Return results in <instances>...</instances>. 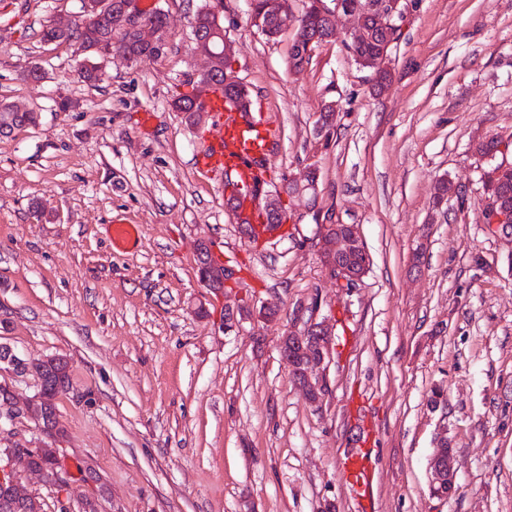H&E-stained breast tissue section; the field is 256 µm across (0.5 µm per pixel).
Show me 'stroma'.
Masks as SVG:
<instances>
[{
	"instance_id": "35a3bbf8",
	"label": "stroma",
	"mask_w": 512,
	"mask_h": 512,
	"mask_svg": "<svg viewBox=\"0 0 512 512\" xmlns=\"http://www.w3.org/2000/svg\"><path fill=\"white\" fill-rule=\"evenodd\" d=\"M150 3L170 16L166 55L107 63L90 86L73 45L38 36L80 0H0V100L40 115L0 135V344L30 363L64 357L70 376L64 437L22 416L0 446L87 462L96 476L79 489L98 512H355L338 457L361 417L375 438L374 512H512V235L486 229L479 206L431 204L441 178L477 191L474 142L512 141V0H417L379 95L342 42L293 72L292 32L267 40L249 0H224L234 70L279 139L265 193L318 176L289 198L287 236L256 241L223 180L197 170L201 131L172 107L198 68L202 0ZM30 61L41 82L21 79ZM330 101L325 147L316 129ZM328 212L361 229L371 265L357 288L320 262L314 217ZM116 218L138 227L123 251ZM201 240L239 270L223 293L198 280ZM257 300L278 315L246 313L225 332V304ZM310 306L333 324L319 407L276 349ZM442 431L456 459L449 499L430 489Z\"/></svg>"
}]
</instances>
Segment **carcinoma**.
Instances as JSON below:
<instances>
[{
  "instance_id": "obj_1",
  "label": "carcinoma",
  "mask_w": 512,
  "mask_h": 512,
  "mask_svg": "<svg viewBox=\"0 0 512 512\" xmlns=\"http://www.w3.org/2000/svg\"><path fill=\"white\" fill-rule=\"evenodd\" d=\"M343 8H349L357 13L362 27L366 31V38L356 44H349L346 49L352 55L356 64L377 74L383 81L391 78L388 69L381 67V62L386 53L390 52L388 45L400 38V32L391 28H382L377 25L372 10L367 8L370 0H340ZM292 21L295 25V35L301 38V43L314 36L330 38L335 35L336 29L330 19L322 15L314 4H306L303 13L295 17L291 8H286L281 15H272L266 21V37L275 40L283 32V25L286 21ZM212 24V15L207 6L202 5L196 9L192 16V27L209 33ZM108 23L87 22L82 29L73 34L74 41L83 46L84 53L81 54L77 64V72L81 81L94 85L101 81L99 54L100 45L104 44L107 34ZM124 51L131 55L150 56L154 59L161 57L167 49L166 44L157 46H143L136 37L132 36L123 45ZM236 60L234 55H224L222 60L221 75L215 80V84L224 86V98L233 100L237 106L248 109L253 101L248 91L237 90L232 86L224 85V73L232 71V64ZM39 115L36 112H8V105L0 103V135L9 134L15 129L34 125L38 122ZM321 129L317 138L324 144H329L334 136V112L325 109L321 114ZM502 141L492 137L481 140L472 145V152L481 159H488L491 164L482 168L479 177L481 185V196L491 199L512 210V162L504 163L500 160L502 152L500 146ZM454 199L458 209H468L472 205L471 196L467 188L462 184L454 183L448 179H441L437 183L436 191L432 199V206L440 208V205L448 200ZM266 223L281 226L284 219L288 218V208L280 200H272L266 205ZM324 265L336 263L346 268L351 273L362 276L366 274L370 266V257L365 249L358 248L348 255H342L333 259L321 260ZM312 347L308 344L301 346L296 343L287 344L286 352L288 365L293 367L291 373L293 378H298L297 371L301 370L304 357ZM33 369L35 374L43 381L39 389L40 396H32L26 401L31 414L40 417L45 426V434L51 438H59L65 435V430L60 426L57 414L58 388L67 387L70 384L67 361L59 356H49L30 366L28 364L16 363L14 370L24 372ZM61 457L54 448H36L15 454L13 465L20 478L27 474H39L48 477L59 467ZM0 512H43V504L40 499L27 491L26 487L0 485Z\"/></svg>"
}]
</instances>
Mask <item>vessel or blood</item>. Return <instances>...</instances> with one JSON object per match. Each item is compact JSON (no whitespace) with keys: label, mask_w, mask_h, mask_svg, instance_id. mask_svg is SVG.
Here are the masks:
<instances>
[{"label":"vessel or blood","mask_w":512,"mask_h":512,"mask_svg":"<svg viewBox=\"0 0 512 512\" xmlns=\"http://www.w3.org/2000/svg\"><path fill=\"white\" fill-rule=\"evenodd\" d=\"M211 123L202 134L204 148L197 163L200 168L227 174L237 187L234 202L239 213L265 231L260 202L250 194L259 171L250 166L252 158L271 156L275 151V132L257 112L227 109L222 95L207 100ZM354 438L341 461V473L358 512H369L373 499V441L363 421L353 423Z\"/></svg>","instance_id":"obj_1"}]
</instances>
